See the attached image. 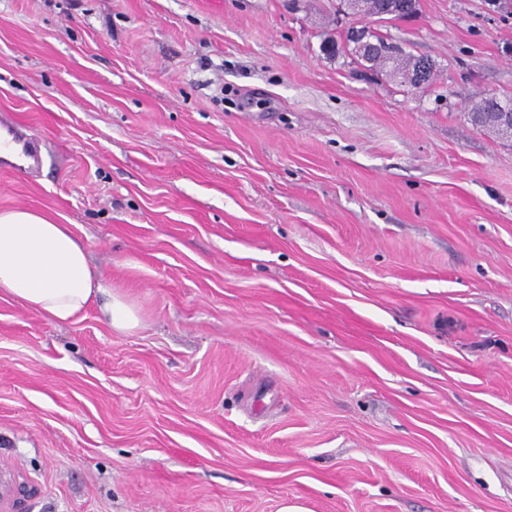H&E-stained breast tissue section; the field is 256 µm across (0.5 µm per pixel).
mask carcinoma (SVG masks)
I'll return each instance as SVG.
<instances>
[{
  "mask_svg": "<svg viewBox=\"0 0 512 512\" xmlns=\"http://www.w3.org/2000/svg\"><path fill=\"white\" fill-rule=\"evenodd\" d=\"M415 8L414 0H367V17L374 22L404 19ZM321 52L331 58L350 55L354 62L370 70L382 69L393 77L403 78L413 56L391 39L377 33L376 29L362 25L349 27L345 42L325 39L320 45ZM512 111V99H501L495 95L484 96L468 108L471 122L499 132L497 117L503 111Z\"/></svg>",
  "mask_w": 512,
  "mask_h": 512,
  "instance_id": "1",
  "label": "carcinoma"
}]
</instances>
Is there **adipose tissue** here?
<instances>
[{"mask_svg": "<svg viewBox=\"0 0 512 512\" xmlns=\"http://www.w3.org/2000/svg\"><path fill=\"white\" fill-rule=\"evenodd\" d=\"M1 293L60 322L74 320L96 300L112 329L139 324L133 306L92 271L69 226L38 211H0Z\"/></svg>", "mask_w": 512, "mask_h": 512, "instance_id": "adipose-tissue-1", "label": "adipose tissue"}]
</instances>
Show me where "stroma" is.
Listing matches in <instances>:
<instances>
[{"label":"stroma","instance_id":"35a3bbf8","mask_svg":"<svg viewBox=\"0 0 512 512\" xmlns=\"http://www.w3.org/2000/svg\"><path fill=\"white\" fill-rule=\"evenodd\" d=\"M0 0V211L69 225L130 332L0 295V512H512V0ZM367 17L372 22H385V20L405 19L409 12L415 8L414 1L417 0H366ZM396 2L407 3V9H397L392 4ZM376 30L366 23L360 27L350 26L342 45L334 39H325L320 45L321 52L329 58L350 55L360 66L369 70H386L393 78L397 76L404 80L415 56L407 54L399 44ZM435 62L428 57H420L415 68L412 72L409 74V81L413 85H410V87L418 89L425 85L427 79V84L422 88H428L433 83L434 77H435V70L432 71L435 68ZM432 71V72H431ZM431 72V73H430ZM430 73V74H429ZM429 76V78H428ZM468 110L467 115L471 122L480 127H487L497 135L512 138V99H500L495 95L484 96ZM507 109L508 112H503ZM503 112V113H502ZM502 113V114H501ZM501 115V133L497 117ZM502 134V135H501ZM1 129L6 137L0 134V155L2 152H9L8 157H18L13 165L8 167L14 173L33 174L37 173L42 165V142L29 128H11L4 125Z\"/></svg>","mask_w":512,"mask_h":512}]
</instances>
